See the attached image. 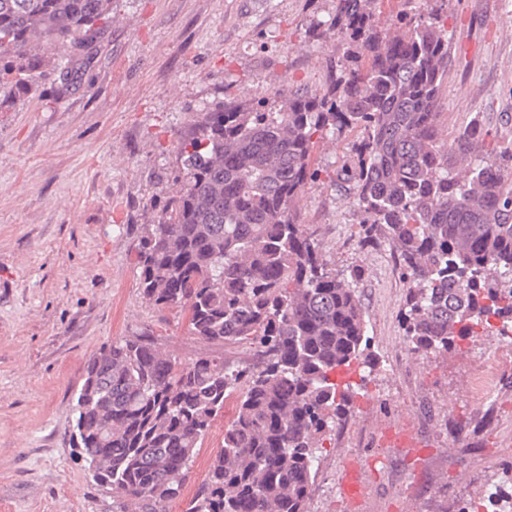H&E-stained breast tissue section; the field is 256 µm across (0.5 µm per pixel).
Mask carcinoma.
Segmentation results:
<instances>
[{
    "instance_id": "obj_1",
    "label": "carcinoma",
    "mask_w": 512,
    "mask_h": 512,
    "mask_svg": "<svg viewBox=\"0 0 512 512\" xmlns=\"http://www.w3.org/2000/svg\"><path fill=\"white\" fill-rule=\"evenodd\" d=\"M377 0H336L329 30L348 41L315 93L226 104L181 133L176 189L145 224L140 288L188 314L213 350L181 358L149 332L89 360L75 392L71 440L89 472L138 512H167L224 401L237 412L185 512H307L316 448L346 413L355 367L372 368L363 309L336 274L320 230L299 222L317 175L316 144L357 132L352 168L360 244L387 242L407 284L401 316L415 353L446 352L512 332V149H488L473 120L451 141L437 123L448 75V0L402 8L381 29ZM112 0H0V83L37 77L38 45L93 54ZM245 346L244 361L224 349Z\"/></svg>"
}]
</instances>
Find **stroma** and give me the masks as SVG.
<instances>
[{"mask_svg":"<svg viewBox=\"0 0 512 512\" xmlns=\"http://www.w3.org/2000/svg\"><path fill=\"white\" fill-rule=\"evenodd\" d=\"M336 0H112L92 60L44 50L26 90L0 92V512H112L68 439L72 399L103 344L150 329L167 349H205L184 311L143 298L140 225L174 189L177 140L196 113L323 88L344 46L318 24ZM451 63L439 126L479 118L491 146H512V0H448ZM69 84L59 79L61 64ZM355 133L317 145L300 221L321 229L333 268L357 282L376 366L326 432L308 512H346L347 461L364 466L368 512H500L512 499V338L411 353L400 317L406 285L388 243H359ZM224 410L194 459L205 480L233 420Z\"/></svg>","mask_w":512,"mask_h":512,"instance_id":"35a3bbf8","label":"stroma"}]
</instances>
